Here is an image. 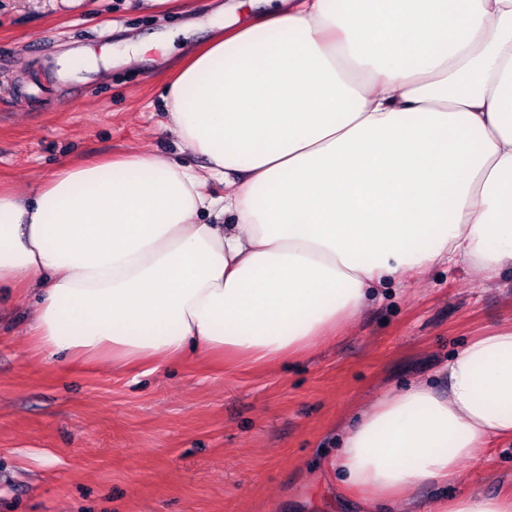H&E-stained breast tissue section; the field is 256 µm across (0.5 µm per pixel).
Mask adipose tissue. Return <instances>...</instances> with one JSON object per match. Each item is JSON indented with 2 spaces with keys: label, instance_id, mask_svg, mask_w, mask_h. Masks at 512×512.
<instances>
[{
  "label": "adipose tissue",
  "instance_id": "1",
  "mask_svg": "<svg viewBox=\"0 0 512 512\" xmlns=\"http://www.w3.org/2000/svg\"><path fill=\"white\" fill-rule=\"evenodd\" d=\"M164 101L204 172L130 153L0 188V288L34 294L48 357L286 363L375 283L441 262L512 274V0H268L217 26ZM505 439L512 323L452 355L446 389L417 383L362 412L334 466L387 505L451 487ZM434 512H512V494L447 495Z\"/></svg>",
  "mask_w": 512,
  "mask_h": 512
}]
</instances>
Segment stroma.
<instances>
[{"label": "stroma", "instance_id": "stroma-1", "mask_svg": "<svg viewBox=\"0 0 512 512\" xmlns=\"http://www.w3.org/2000/svg\"><path fill=\"white\" fill-rule=\"evenodd\" d=\"M238 0H0V184L34 190L62 163L144 150L196 171L163 86ZM145 53L124 62L125 41ZM94 60L65 72V55ZM35 298L0 291V512H370L339 488L343 430L390 391L445 388L449 356L512 322V278L433 267L386 282L333 343L284 365L201 357L155 372L37 353ZM452 493H512V444L461 463Z\"/></svg>", "mask_w": 512, "mask_h": 512}]
</instances>
